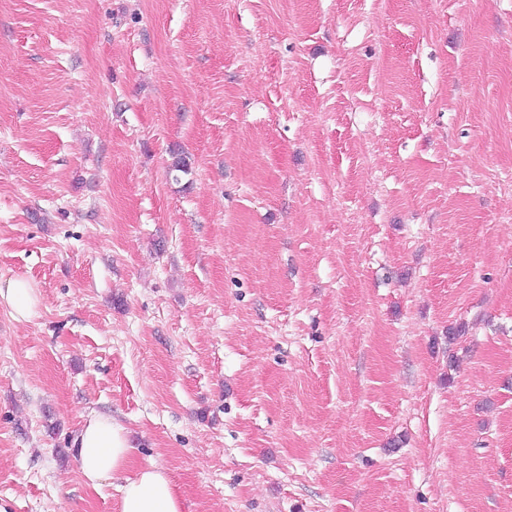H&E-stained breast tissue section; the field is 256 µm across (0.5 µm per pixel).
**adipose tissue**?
<instances>
[{
	"instance_id": "ef3b65f1",
	"label": "adipose tissue",
	"mask_w": 512,
	"mask_h": 512,
	"mask_svg": "<svg viewBox=\"0 0 512 512\" xmlns=\"http://www.w3.org/2000/svg\"><path fill=\"white\" fill-rule=\"evenodd\" d=\"M0 306L18 321H31L39 314L41 298L24 278L0 281ZM76 463L87 486L96 488L120 478L119 512H186L171 475L162 467L130 471L131 450L126 430L111 416L92 410L74 439Z\"/></svg>"
}]
</instances>
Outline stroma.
I'll use <instances>...</instances> for the list:
<instances>
[{
	"label": "stroma",
	"instance_id": "35a3bbf8",
	"mask_svg": "<svg viewBox=\"0 0 512 512\" xmlns=\"http://www.w3.org/2000/svg\"><path fill=\"white\" fill-rule=\"evenodd\" d=\"M17 276L5 512H512V0H0ZM9 309L16 321H31L39 315L41 298L24 278L16 277L0 281V306ZM80 477L98 488L105 481L121 478L119 512H187L171 475L160 466H150L127 476L132 446L126 430L111 416L90 410L73 442Z\"/></svg>",
	"mask_w": 512,
	"mask_h": 512
}]
</instances>
